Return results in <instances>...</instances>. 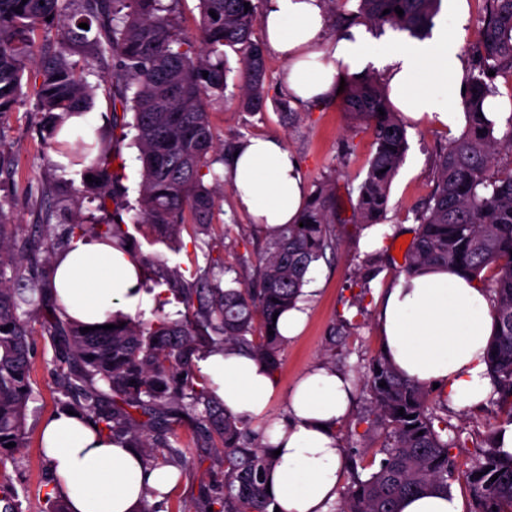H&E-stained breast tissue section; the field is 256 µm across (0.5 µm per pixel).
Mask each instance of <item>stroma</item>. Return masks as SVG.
Here are the masks:
<instances>
[{"mask_svg":"<svg viewBox=\"0 0 512 512\" xmlns=\"http://www.w3.org/2000/svg\"><path fill=\"white\" fill-rule=\"evenodd\" d=\"M485 0H442L435 25H447L457 40L458 57L464 73L479 66V38L485 15ZM266 88L268 95L262 111L248 112L239 103L242 65L235 52L227 54V87L221 99L207 106L208 120L218 141L238 136H267L281 140L296 156L308 194L318 189H334L336 221L330 231L335 247L314 264L307 275L302 300L305 324L301 333L287 339L274 373L278 391L267 415L273 421L291 418L288 391L309 369L317 365L333 367L349 379L366 376L373 359L381 350L380 304L387 289L403 270L398 255L402 244L410 243L416 225L415 214L431 196L436 183V164L449 141L465 128L464 113H457L454 129L432 121L406 119L409 149L403 165L394 177L387 211L380 225L382 243L369 244L372 228L362 224L356 204L359 185L368 162L376 151L371 128L355 120L342 107L341 95L309 105L291 100L283 82L287 66L273 51H266ZM32 77L24 75L23 96L14 112L0 120V146L12 160L0 171V198L14 201V247L31 240L43 221H50L57 248L66 245L65 229L69 212L49 213L58 182L80 181L79 172L65 169L47 158V133L34 115L35 98ZM497 97L505 103L495 115V136L501 147L495 167L512 168V150L506 142L512 137V80L497 78ZM133 246L143 255L155 257L168 268L191 274L196 267L212 262L235 268L242 280H252L254 266H241L240 256L256 257L264 252L268 232L250 222L235 203L231 186H223L217 199L214 218L205 229L188 223L176 242L156 241L148 224L128 227ZM208 242L207 251L194 246L195 236ZM32 330L33 398L28 404L26 447L17 449L11 459L0 464V483L15 486L21 512H47L48 496L56 495L53 470L40 447V430L45 418L61 410V381L56 373L59 349L44 331V320L29 317ZM448 436L458 439L454 453L461 471L476 463L489 430L504 420L496 406L449 408ZM336 435L343 452L364 447L380 448L386 438L384 427L370 412V399L355 390L347 416L337 425ZM173 447L181 449L184 459H173L180 472L164 504L147 499V508L162 506L164 512H196L205 493L224 480L220 453L213 440L200 436L190 418L177 420L168 436Z\"/></svg>","mask_w":512,"mask_h":512,"instance_id":"35a3bbf8","label":"stroma"}]
</instances>
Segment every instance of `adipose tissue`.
<instances>
[{"label": "adipose tissue", "mask_w": 512, "mask_h": 512, "mask_svg": "<svg viewBox=\"0 0 512 512\" xmlns=\"http://www.w3.org/2000/svg\"><path fill=\"white\" fill-rule=\"evenodd\" d=\"M322 0H265L261 27L269 48L288 63L284 82L295 102H317L336 92L344 75L369 66L387 70L390 97L410 117L450 127L462 95L464 73L447 31L431 45L387 48L364 28L327 44ZM430 61L435 79L420 84L419 65ZM239 208L268 228L300 221L305 190L297 160L279 140L247 138L224 166ZM49 293L66 317L97 325L147 310L143 267L130 251L74 238L53 260ZM383 351L405 376L442 388L458 408L478 406L491 381L486 349L494 322L487 289L452 270L400 276L382 299ZM202 373L225 408L263 417L276 392L272 373L240 351L207 355ZM352 400L347 378L320 365L290 393V423H272L268 442L279 454L270 491L283 512H326L342 466L336 426ZM42 446L70 512H135L146 491L168 492L178 473L169 465L146 467L140 452L114 443L80 415L58 413L44 423Z\"/></svg>", "instance_id": "1"}]
</instances>
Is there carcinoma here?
Instances as JSON below:
<instances>
[{
    "label": "carcinoma",
    "mask_w": 512,
    "mask_h": 512,
    "mask_svg": "<svg viewBox=\"0 0 512 512\" xmlns=\"http://www.w3.org/2000/svg\"><path fill=\"white\" fill-rule=\"evenodd\" d=\"M198 2L200 37L193 41L163 0H0V118L13 111L24 73L35 63L34 35L57 31L35 72L36 115L49 128V148L86 166L94 179L97 209L103 213L94 221L73 220L69 235L120 248L129 240L126 223L116 221L124 209L120 156L101 136L97 145L58 139L72 117L90 110L94 96L73 56L86 66L111 64L104 79L112 84V112L133 114L131 124L112 123V138H126L129 127L136 131L142 182L134 222L152 225L163 239L177 234L187 213L197 224L210 223L217 195L206 181L220 182L214 165L224 163V151L236 147L217 144L207 121L208 102L224 94V49L242 60L243 108L261 111L267 92L264 50L253 39L261 0ZM486 2L481 62L478 73L466 81L462 98L465 129L439 155L435 190L418 214L405 271L452 267L477 278L486 268L495 270L489 285L494 332L486 352L492 381L488 402L512 422V169L491 171L499 142L493 113L485 109L486 99L495 94V77L512 75V0ZM440 5L441 0H358L350 21L388 25L422 39ZM397 7L403 15H397ZM211 10L218 18H212ZM80 23L89 29L78 27ZM491 70L495 75H488ZM345 83L347 111L372 127L378 143L356 207L361 222L370 225L385 212L392 180L405 159L406 125L390 109L376 80L350 77ZM380 108L385 115H379ZM115 163L118 169L113 170ZM331 200L332 195L320 190L304 212L303 225L272 229L250 283L222 281L225 270H215L210 262L197 268L191 281L177 269L159 270L170 294L192 310L182 320L164 313L166 299L158 302L151 323L127 317L121 327L112 319L115 328L87 333L84 324L51 314L48 334L65 352V365L59 367L64 410L80 411L99 433L138 449L147 465L157 466L184 457L167 440L171 405L177 404L195 419L200 435L220 443L224 482L207 495L201 512H275L279 503L267 492L275 459L270 445L261 443L264 429H254L250 419L221 404L198 377L194 358L240 350L272 371L277 368L284 338L273 314L295 306L307 272L333 247L328 225L336 212ZM9 226L0 200V464L24 446L32 361L30 331L22 316L49 307L44 283L33 271L40 250L52 246L46 224L42 239L26 249L28 266L16 265L5 242ZM6 266L12 267L7 281ZM257 312L263 318L258 336ZM270 329L274 334H268ZM96 381L109 390L110 405L93 388ZM383 381L386 386H379ZM362 387L387 439L375 470L364 478L354 475L337 512H400L405 497L426 489L448 493L460 479L470 487L471 512H512V457L497 453L496 430L489 431L475 467L461 473L451 452L455 441L445 436L448 421L429 407L433 387L404 376L382 354ZM140 425L152 429L153 439L143 436ZM10 442L15 446L6 447ZM18 498L16 488L0 485V512H20Z\"/></svg>",
    "instance_id": "1"
}]
</instances>
